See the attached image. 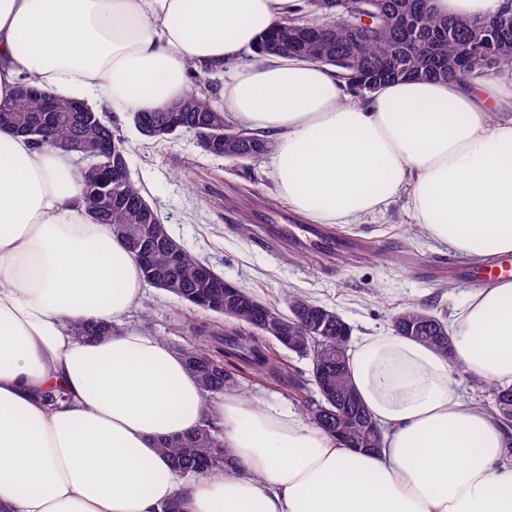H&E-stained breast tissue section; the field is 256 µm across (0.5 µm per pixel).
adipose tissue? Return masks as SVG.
Listing matches in <instances>:
<instances>
[{"instance_id":"obj_1","label":"adipose tissue","mask_w":512,"mask_h":512,"mask_svg":"<svg viewBox=\"0 0 512 512\" xmlns=\"http://www.w3.org/2000/svg\"><path fill=\"white\" fill-rule=\"evenodd\" d=\"M293 0H0V102L22 78L114 112L164 108L188 71L231 63L221 102L274 139L280 195L316 224L406 196L428 239L479 262L512 254V82L401 80L350 101L326 68L239 65ZM136 260L83 203L73 154L0 127V512H512V435L456 390L453 365L512 384V281L470 293L452 353L392 331L348 349L384 432L351 450L303 415L228 394L204 401L182 357L124 325ZM112 321L87 340L73 328ZM55 403H47V394ZM220 477L185 481L158 451L204 416Z\"/></svg>"}]
</instances>
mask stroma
Returning a JSON list of instances; mask_svg holds the SVG:
<instances>
[{"label": "stroma", "instance_id": "stroma-1", "mask_svg": "<svg viewBox=\"0 0 512 512\" xmlns=\"http://www.w3.org/2000/svg\"><path fill=\"white\" fill-rule=\"evenodd\" d=\"M112 121L127 142L133 181L158 208L171 236L261 301L281 308L289 291L301 292L339 312L359 337L391 329L393 314L411 303L450 318L473 290L458 273L426 274L427 266L447 260L450 252L422 238L405 198L359 223L335 225L336 234L370 241L376 253L327 260L299 252L261 229L260 218L276 219L289 208L277 191L271 156L216 159L201 151L192 134L149 141L130 115ZM143 299L151 305L149 313L133 312L130 324L172 345L185 343L194 327L210 319L209 313L150 286ZM238 393L298 413L318 397L315 387L300 390L285 378L269 383L248 373L241 374Z\"/></svg>", "mask_w": 512, "mask_h": 512}]
</instances>
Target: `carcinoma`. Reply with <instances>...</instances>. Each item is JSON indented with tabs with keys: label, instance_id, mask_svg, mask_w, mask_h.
<instances>
[{
	"label": "carcinoma",
	"instance_id": "obj_1",
	"mask_svg": "<svg viewBox=\"0 0 512 512\" xmlns=\"http://www.w3.org/2000/svg\"><path fill=\"white\" fill-rule=\"evenodd\" d=\"M315 0H303V5L288 11L262 35L253 47L252 60L278 56L308 61L336 71V62L343 63L346 77H336L339 84L352 95L367 97L369 82L379 84L402 79L442 80L450 77L464 79L469 75L489 73L512 80V12L492 18L503 37L494 44L481 42L480 20L459 16H439L430 6V0H384L394 11L414 14L423 38L404 42L384 21H376L373 30L361 40H354L343 17L329 20L323 40L311 38L305 31L308 20L316 15ZM192 90L179 99L178 112L162 109L146 111L144 116L156 121L178 122L180 125L210 123L221 137L218 159L254 160L269 148L265 137L256 132L236 128L225 120L224 112L216 105L210 90L200 75L192 73ZM58 118L44 121L40 96H16L0 105V126L17 133L35 123L39 133L32 135L34 144L52 147L76 142L93 143L112 136L117 146L123 139L114 131L112 121L104 120L97 111L89 113V120L76 124L69 118L67 100H57ZM84 200L92 219L112 225L131 254H136L140 239L151 229L168 232L158 209L150 207L142 213L139 203L144 200L141 188L126 180L112 192V206L104 208L98 196L84 192ZM208 262L186 254L185 260L171 265L166 254L157 250L152 266H140L144 281L155 276L157 280L172 283L169 293L179 300L193 304L195 295L205 292L201 270ZM288 313L259 301L250 291L241 289L234 301L224 300L223 307L210 308L214 315L210 323L195 329L194 341L177 348L188 371L195 376L202 396L209 401L238 391L240 373L250 370L258 376L280 377L278 363L269 357L264 341L280 346L290 343L287 350L310 361V377H326L330 390L327 397L306 407L310 419L326 434L336 436V413L351 420L347 427L345 445L361 452L382 447L383 431L370 432L375 424L369 410L358 398L347 368V350L350 339L345 337V321L333 309L321 305L298 292L288 293ZM268 313L284 322L283 331H269L264 327ZM235 324L224 331L223 320ZM110 325L91 321L78 325L79 337L105 336ZM394 332L404 338L422 342L443 355L449 354L448 325L424 305L403 308L393 317ZM491 401L476 404L495 416L506 427L512 426V386L485 383ZM217 426L211 419L186 435L174 436L161 442L159 452L179 471L191 476H222L227 457L219 454L223 444L217 437Z\"/></svg>",
	"mask_w": 512,
	"mask_h": 512
}]
</instances>
